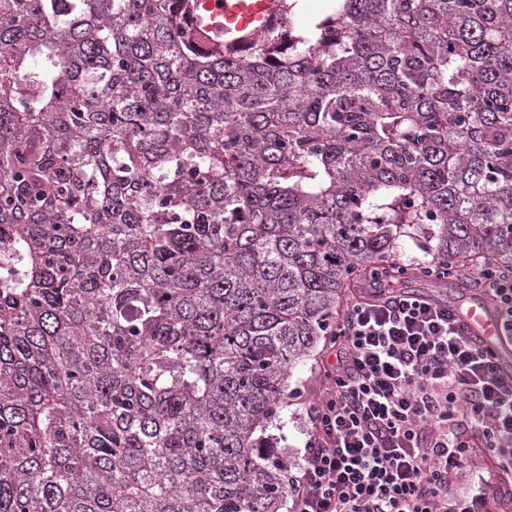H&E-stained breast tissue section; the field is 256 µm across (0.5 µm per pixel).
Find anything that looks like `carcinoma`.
<instances>
[{"instance_id": "carcinoma-1", "label": "carcinoma", "mask_w": 512, "mask_h": 512, "mask_svg": "<svg viewBox=\"0 0 512 512\" xmlns=\"http://www.w3.org/2000/svg\"><path fill=\"white\" fill-rule=\"evenodd\" d=\"M296 4L0 0V512H284L354 283L512 266V0ZM246 1L254 0H232L235 3L227 5L222 19L224 32H231L232 28L229 25L232 24L235 31H243L250 25H254L256 30L280 9V0H256L258 3L250 5L246 4Z\"/></svg>"}]
</instances>
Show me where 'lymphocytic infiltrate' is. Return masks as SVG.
<instances>
[{"label": "lymphocytic infiltrate", "mask_w": 512, "mask_h": 512, "mask_svg": "<svg viewBox=\"0 0 512 512\" xmlns=\"http://www.w3.org/2000/svg\"><path fill=\"white\" fill-rule=\"evenodd\" d=\"M442 275L484 289L512 331L511 268ZM305 409L293 512H512V378L446 304L395 289L346 301Z\"/></svg>", "instance_id": "1"}]
</instances>
